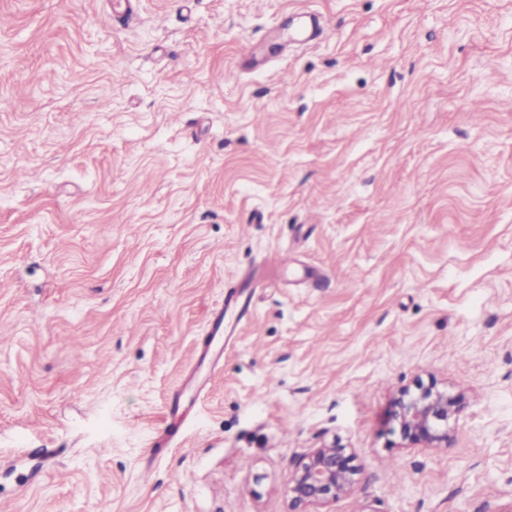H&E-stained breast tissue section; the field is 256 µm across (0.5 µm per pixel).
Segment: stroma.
<instances>
[{
	"mask_svg": "<svg viewBox=\"0 0 512 512\" xmlns=\"http://www.w3.org/2000/svg\"><path fill=\"white\" fill-rule=\"evenodd\" d=\"M115 2L0 0V512H286L335 438L330 512H512V0ZM235 314V321L231 325V333L234 332L237 323L250 314V300H242V293L239 291H229L224 294V306L217 309L210 322L209 334L213 338L224 336V314L227 312ZM463 398L448 395V390L418 384L415 391H399L393 401V420L398 423L402 439L409 445L443 448L448 445L450 421L459 411ZM353 461L354 454L336 440L314 448L288 488V511L327 512L310 509L327 507L352 492L360 473Z\"/></svg>",
	"mask_w": 512,
	"mask_h": 512,
	"instance_id": "stroma-1",
	"label": "stroma"
}]
</instances>
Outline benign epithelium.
<instances>
[{"label":"benign epithelium","mask_w":512,"mask_h":512,"mask_svg":"<svg viewBox=\"0 0 512 512\" xmlns=\"http://www.w3.org/2000/svg\"><path fill=\"white\" fill-rule=\"evenodd\" d=\"M462 401V396H452L433 382L419 384L414 391H399L392 417L408 444L443 448L448 446L450 421ZM353 461L354 454L335 440L313 449L288 488V512H312L350 494L360 473Z\"/></svg>","instance_id":"obj_1"}]
</instances>
